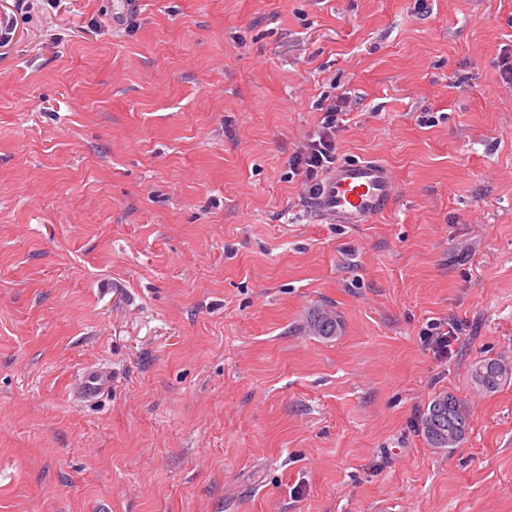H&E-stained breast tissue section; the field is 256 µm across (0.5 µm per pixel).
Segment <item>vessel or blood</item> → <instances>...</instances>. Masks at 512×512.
I'll return each mask as SVG.
<instances>
[{"mask_svg":"<svg viewBox=\"0 0 512 512\" xmlns=\"http://www.w3.org/2000/svg\"><path fill=\"white\" fill-rule=\"evenodd\" d=\"M398 193L393 170L376 160H351L336 164L318 189L307 195L309 210L327 224H371L387 214ZM112 385L105 369L85 371L74 386L77 396L91 400Z\"/></svg>","mask_w":512,"mask_h":512,"instance_id":"obj_1","label":"vessel or blood"}]
</instances>
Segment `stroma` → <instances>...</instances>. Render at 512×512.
<instances>
[{
    "instance_id": "35a3bbf8",
    "label": "stroma",
    "mask_w": 512,
    "mask_h": 512,
    "mask_svg": "<svg viewBox=\"0 0 512 512\" xmlns=\"http://www.w3.org/2000/svg\"><path fill=\"white\" fill-rule=\"evenodd\" d=\"M112 2L0 0V512H512V0ZM343 91L373 224L288 167ZM340 326V320L335 313L316 308L310 313L305 328L312 335L330 338L338 334ZM445 325V328H435L436 332L428 335L430 347L435 354L441 357L448 356V347L458 339V335L463 330L462 324L455 319H449ZM498 359H482L476 361L470 369V376L475 386L492 391L512 377V373L494 372L499 365ZM112 385L110 373L103 369H91L85 371L74 386V392L77 396L86 400L95 399ZM448 413L455 419L457 423H460L461 430L456 432V437L448 441V437L445 439H438L434 435H431L427 429V422L430 416L433 415L434 410L437 406L448 405ZM468 430V417L464 404L451 393H442L436 396L430 403L428 409L424 413L422 418V435L426 443L431 448L447 449L454 448L465 438Z\"/></svg>"
}]
</instances>
